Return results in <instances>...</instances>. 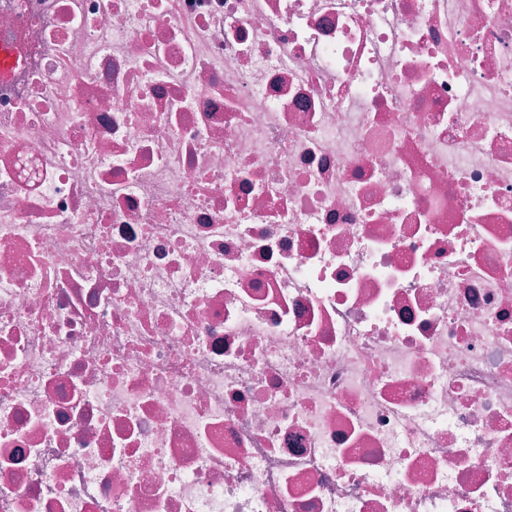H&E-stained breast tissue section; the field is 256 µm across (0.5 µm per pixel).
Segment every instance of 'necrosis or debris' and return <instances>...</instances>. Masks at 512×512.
<instances>
[{"mask_svg":"<svg viewBox=\"0 0 512 512\" xmlns=\"http://www.w3.org/2000/svg\"><path fill=\"white\" fill-rule=\"evenodd\" d=\"M0 43V512H512V0Z\"/></svg>","mask_w":512,"mask_h":512,"instance_id":"necrosis-or-debris-1","label":"necrosis or debris"}]
</instances>
